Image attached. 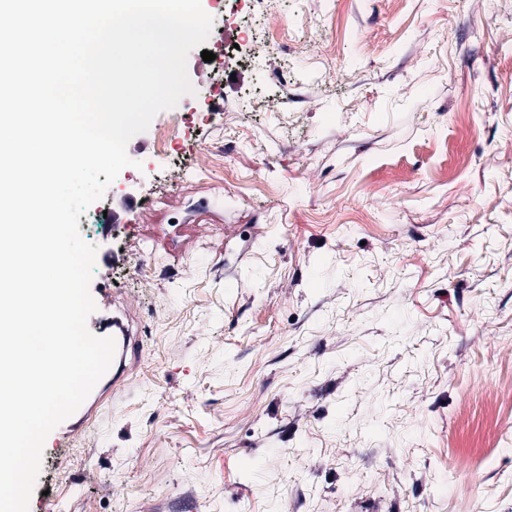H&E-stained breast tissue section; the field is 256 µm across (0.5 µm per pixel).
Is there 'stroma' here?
Instances as JSON below:
<instances>
[{"label":"stroma","mask_w":512,"mask_h":512,"mask_svg":"<svg viewBox=\"0 0 512 512\" xmlns=\"http://www.w3.org/2000/svg\"><path fill=\"white\" fill-rule=\"evenodd\" d=\"M201 5L175 151L80 227L128 373L30 508L512 512V0Z\"/></svg>","instance_id":"35a3bbf8"}]
</instances>
